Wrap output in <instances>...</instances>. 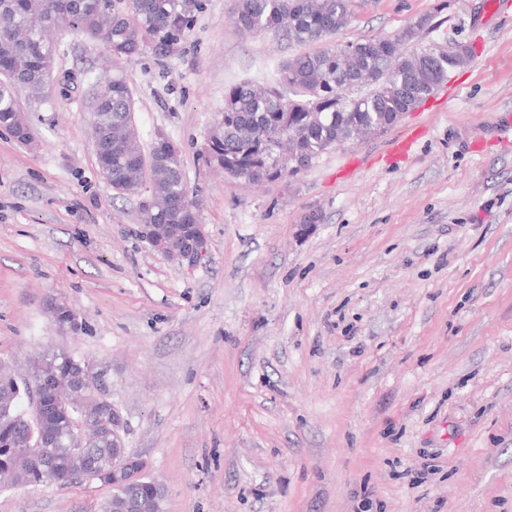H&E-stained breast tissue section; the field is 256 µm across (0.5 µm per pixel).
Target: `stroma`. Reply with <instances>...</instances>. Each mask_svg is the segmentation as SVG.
<instances>
[{
	"label": "stroma",
	"mask_w": 512,
	"mask_h": 512,
	"mask_svg": "<svg viewBox=\"0 0 512 512\" xmlns=\"http://www.w3.org/2000/svg\"><path fill=\"white\" fill-rule=\"evenodd\" d=\"M491 2L351 0L336 42L424 19L420 42L476 55L384 133L258 185L208 168L206 138L226 90L272 83L292 50L240 30L232 0H203L170 57L113 62L58 31L53 79L16 91L32 144L0 129V364L23 377L63 349L105 369L166 512H512V11ZM118 71L143 148L180 150L199 264L152 250L139 196L100 173L93 90ZM411 127L413 154L386 164ZM110 494L4 489L0 512H101Z\"/></svg>",
	"instance_id": "35a3bbf8"
}]
</instances>
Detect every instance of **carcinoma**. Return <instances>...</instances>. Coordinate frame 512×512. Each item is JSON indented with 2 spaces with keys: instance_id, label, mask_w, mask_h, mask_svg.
Wrapping results in <instances>:
<instances>
[{
  "instance_id": "obj_1",
  "label": "carcinoma",
  "mask_w": 512,
  "mask_h": 512,
  "mask_svg": "<svg viewBox=\"0 0 512 512\" xmlns=\"http://www.w3.org/2000/svg\"><path fill=\"white\" fill-rule=\"evenodd\" d=\"M351 0H233L232 16L244 32H272L289 44L325 42L313 53L297 54L284 62L271 84L243 82L224 94V121L204 156L206 165L242 177L250 169L266 179L285 176L275 143L311 166L323 153L354 137L379 134L400 117L418 108L469 64L472 44L441 54L434 44L412 51L405 44L417 37L416 25L393 35L366 37L347 44L333 42L350 13ZM202 8L201 0H0V127L24 137L21 111L14 89H40L45 61L55 51L51 33L67 24L89 42H101L115 60L145 52L172 56ZM134 98L129 79L112 76L107 100L94 109L101 146L98 163L108 167L115 183L141 185L154 200L146 220L162 224L171 238L189 239L200 223L199 213L182 203L188 195L179 149L166 139L154 142L146 157L140 139L131 132ZM91 364L60 350L31 364L28 377L62 371L76 374ZM11 371L0 366V489L7 485L40 487L59 473L80 480L89 448L103 477L112 486V459L123 454V439L112 433V399L75 386L72 403L48 413L42 430L49 442L39 452L41 471L25 464L11 449L23 447L29 435L25 394ZM165 486L150 476L132 490L115 488L102 512H158Z\"/></svg>"
}]
</instances>
